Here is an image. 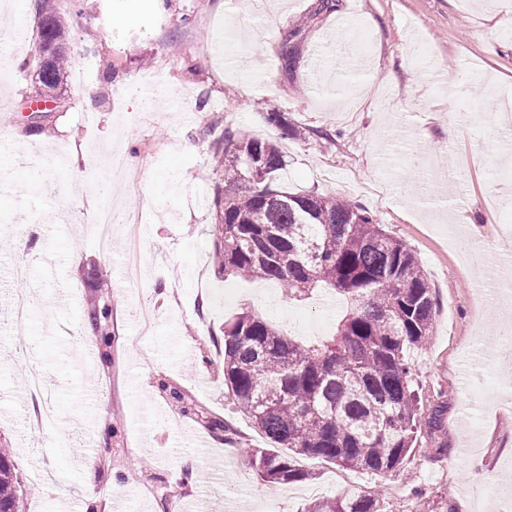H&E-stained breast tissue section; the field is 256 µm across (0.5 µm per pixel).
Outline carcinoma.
Returning a JSON list of instances; mask_svg holds the SVG:
<instances>
[{"mask_svg":"<svg viewBox=\"0 0 512 512\" xmlns=\"http://www.w3.org/2000/svg\"><path fill=\"white\" fill-rule=\"evenodd\" d=\"M41 90H60L68 62L60 12H38ZM214 157L224 182L214 185V257L226 275L274 281L290 297L318 290L340 295L346 314L336 333L297 341L262 317L241 312L214 340L224 385L254 427L288 453L256 450L250 464L267 483L289 484L308 472L297 458L323 459L374 474L398 468L416 438L420 399L408 358L435 320L432 288L411 250L357 202L291 193L277 184L286 166L279 146L232 127ZM94 335L112 336V309L86 313ZM19 481L0 450V512H19ZM307 512H382L379 495L359 487L315 502Z\"/></svg>","mask_w":512,"mask_h":512,"instance_id":"1","label":"carcinoma"}]
</instances>
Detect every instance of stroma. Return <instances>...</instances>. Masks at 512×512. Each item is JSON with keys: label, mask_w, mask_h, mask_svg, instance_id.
<instances>
[{"label": "stroma", "mask_w": 512, "mask_h": 512, "mask_svg": "<svg viewBox=\"0 0 512 512\" xmlns=\"http://www.w3.org/2000/svg\"><path fill=\"white\" fill-rule=\"evenodd\" d=\"M71 66L61 104L29 134L22 107L38 90L30 56L36 4L0 0L19 30L14 67L0 69V151L16 190L0 193V439L13 450L21 512H304L343 494L338 466L299 460L311 479L263 482L249 461L268 447L224 386L211 338L237 313L257 314L302 341L333 335L339 299L298 301L274 282L219 274L209 196L223 176L212 145L225 127L283 151L278 183L345 196L413 252L433 289L436 319L411 353L421 397L416 440L399 470L354 471L384 512H494L512 491V356L493 332L512 323L475 291L501 284L474 268L449 231L512 255V165L504 125L478 92L512 96V0H56ZM352 55L339 78L319 77L316 52L336 50L347 14ZM229 40L226 57L212 51ZM112 79H104V69ZM279 112L303 135L266 120ZM456 140H449V127ZM124 156L119 178L98 171ZM81 179H73L72 158ZM111 206L114 248L94 245V211ZM38 283L32 320L12 323L15 266ZM111 284L112 339L85 314L99 276ZM71 306L58 305L59 292ZM157 311L143 339L137 304ZM97 356L82 362L80 339ZM52 385L58 425L32 431L18 356ZM230 423L231 437L182 413L167 390ZM479 429H472V421ZM195 457L193 483L179 477Z\"/></svg>", "instance_id": "35a3bbf8"}]
</instances>
